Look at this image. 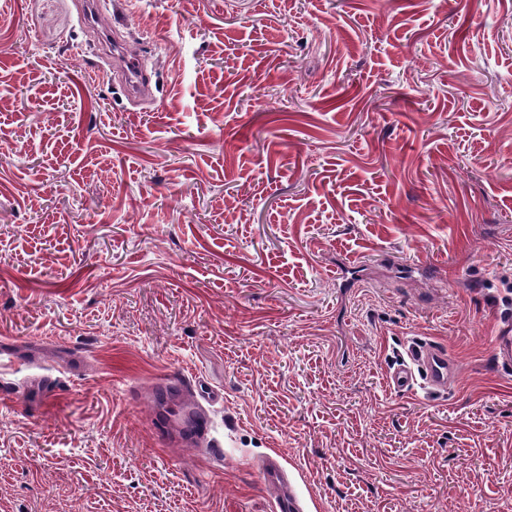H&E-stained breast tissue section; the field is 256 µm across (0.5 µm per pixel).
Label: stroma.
Wrapping results in <instances>:
<instances>
[{
  "mask_svg": "<svg viewBox=\"0 0 512 512\" xmlns=\"http://www.w3.org/2000/svg\"><path fill=\"white\" fill-rule=\"evenodd\" d=\"M79 15L0 0V512H512V0H115L141 105ZM113 71H120L124 74L125 87L134 95H144L150 84V79L143 72L139 57L131 54L124 45L119 46L118 53L112 55V66L109 69L99 68L91 74L94 81H104L105 78L112 79ZM417 376L427 385L447 391L454 380V366L447 350L432 344L411 346L406 356L393 363L387 384L395 393H406L418 384ZM212 428L207 410L200 406L194 411L188 426L183 430L182 437L189 443H198L207 439ZM263 481L276 492L275 512H300V505L288 473L276 455L266 457L261 465Z\"/></svg>",
  "mask_w": 512,
  "mask_h": 512,
  "instance_id": "35a3bbf8",
  "label": "stroma"
}]
</instances>
